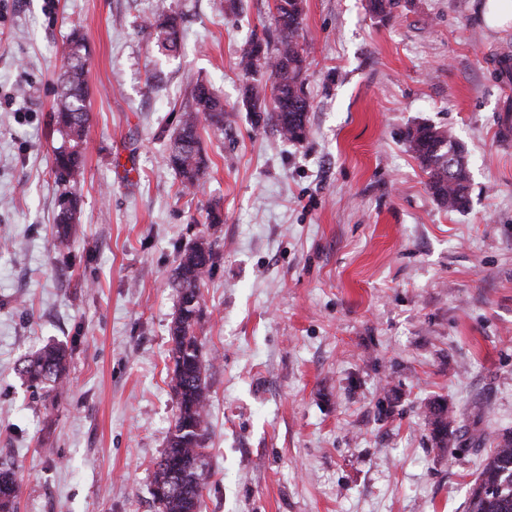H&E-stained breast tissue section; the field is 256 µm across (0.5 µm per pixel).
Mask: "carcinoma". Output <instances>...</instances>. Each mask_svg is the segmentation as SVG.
I'll return each instance as SVG.
<instances>
[{
  "mask_svg": "<svg viewBox=\"0 0 512 512\" xmlns=\"http://www.w3.org/2000/svg\"><path fill=\"white\" fill-rule=\"evenodd\" d=\"M400 0H367L370 13L390 19ZM274 16L288 14L293 23L275 27V33L254 36L240 56L238 66L247 76L260 71L272 79V126L281 139L301 141L307 134L310 102L302 77L305 49L300 43L303 0H274ZM181 20L169 14L147 23L159 49L173 52L181 41ZM87 46L76 32L58 77L59 92L50 123L58 135L53 151V169L58 184L55 232L52 246L57 252L71 250L79 198L74 187L84 177L86 131L89 122L86 82ZM241 101L248 112L267 111L266 98L258 86L247 84ZM181 115L170 137L167 164L180 177L182 190L199 186L207 168L201 147L199 126L206 121L224 127V102L203 82H196L180 105ZM408 150L427 175V187L434 198L450 211L463 212L470 203L471 176L464 148L447 128L422 123L406 133ZM214 266L212 244L205 241L187 247L174 271L173 287L179 303L171 327L169 359L173 364L170 387L177 401V414L167 448L155 464L152 492L158 512H200L207 479L204 450L208 430L205 406L208 390L204 373L207 364L197 335L202 318L200 286ZM22 375L30 385L45 389L68 377L64 348L46 346L22 362ZM431 426V438L446 448L454 435L455 414L439 401L424 408ZM19 483L9 468H0V512H17ZM466 512H512V430L495 439L466 502Z\"/></svg>",
  "mask_w": 512,
  "mask_h": 512,
  "instance_id": "cac0c4a2",
  "label": "carcinoma"
}]
</instances>
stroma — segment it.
<instances>
[{"instance_id":"stroma-1","label":"stroma","mask_w":512,"mask_h":512,"mask_svg":"<svg viewBox=\"0 0 512 512\" xmlns=\"http://www.w3.org/2000/svg\"><path fill=\"white\" fill-rule=\"evenodd\" d=\"M484 2L401 0L382 22L366 0H304L309 133L289 142L241 105L245 83L271 92L238 61L274 0H0V462L19 512H156L172 275L201 240V512H465L487 438L512 430V27ZM173 12L165 54L144 22ZM74 29L90 121L66 257L49 115ZM200 80L227 116L184 196L165 157ZM423 122L467 151V211L427 189L405 143ZM49 342L70 376L44 398L18 367ZM434 399L462 427L446 450ZM423 413L427 416L431 426V438L438 448H447L454 435L452 429L456 422L455 414L449 410L445 403L430 401L424 408Z\"/></svg>"}]
</instances>
